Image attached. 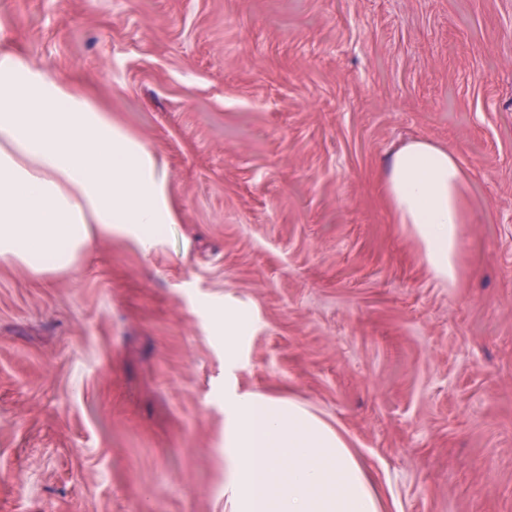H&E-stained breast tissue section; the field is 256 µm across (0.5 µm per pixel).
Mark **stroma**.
I'll list each match as a JSON object with an SVG mask.
<instances>
[{"mask_svg":"<svg viewBox=\"0 0 512 512\" xmlns=\"http://www.w3.org/2000/svg\"><path fill=\"white\" fill-rule=\"evenodd\" d=\"M5 44L164 158L178 223L0 263V512H224L236 385L309 407L386 512H512V0H0ZM451 149L462 269L383 189ZM218 319L224 331V357L230 366H235L239 344L251 330L252 318L236 307L225 305L224 314L219 315Z\"/></svg>","mask_w":512,"mask_h":512,"instance_id":"obj_1","label":"stroma"}]
</instances>
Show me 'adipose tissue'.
<instances>
[{
	"label": "adipose tissue",
	"instance_id": "obj_1",
	"mask_svg": "<svg viewBox=\"0 0 512 512\" xmlns=\"http://www.w3.org/2000/svg\"><path fill=\"white\" fill-rule=\"evenodd\" d=\"M165 163L85 90L0 51V262L41 275L70 269L119 231L145 248L177 214ZM385 193L434 278L456 282L464 177L422 140L397 147ZM226 512H384L344 437L290 399L224 389Z\"/></svg>",
	"mask_w": 512,
	"mask_h": 512
}]
</instances>
